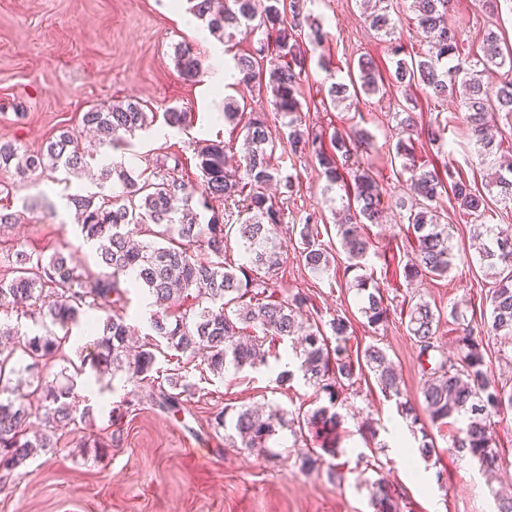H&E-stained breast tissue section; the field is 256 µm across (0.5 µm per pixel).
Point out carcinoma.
Returning <instances> with one entry per match:
<instances>
[{
    "label": "carcinoma",
    "mask_w": 512,
    "mask_h": 512,
    "mask_svg": "<svg viewBox=\"0 0 512 512\" xmlns=\"http://www.w3.org/2000/svg\"><path fill=\"white\" fill-rule=\"evenodd\" d=\"M189 11L207 23L209 32L231 41L235 33L264 35L259 48L247 54H235L225 60L236 74L235 81L261 93L270 94L272 109L288 117L287 140L298 157L311 155L319 166L325 190L339 189L347 199L344 221L336 235L347 256L344 274L358 272L355 286L365 292L361 312L368 324L378 326L390 315L374 278L363 273L369 256L370 240L365 227L378 223L383 212L382 189L372 170L360 169V153L370 146V136L331 133L307 126L301 113L303 78L312 61L309 45L317 47L327 40L319 19L308 5L314 0H187ZM454 0H413L418 26L425 34L427 50L416 57L404 58L397 27L390 17V0H376L367 15L370 27L383 32L394 58L391 83L424 86L436 98L458 102L463 119L478 146L481 161L496 157L499 145L488 130L496 115L512 118V79L500 86L483 82V74L496 68L512 71V51H503L501 38L493 30L482 36L481 53L465 68L457 62L462 40L448 27V14ZM308 26L309 42L296 36ZM177 67L187 81L200 73V61L190 45L178 49ZM358 79L351 85L332 82L322 101L329 107L360 93L379 92L383 77L367 58L358 61ZM413 97L406 98L403 117L395 132V151L410 155L416 132ZM165 124L184 129L192 123V113L170 107L163 113ZM155 114L145 111L138 101L118 102L105 109L91 108L82 115V125L97 137L98 145L117 149L124 144L121 133L146 131L153 126ZM224 122L242 135L245 165H228L225 144L210 140L198 147L196 168L201 190L189 186L163 171L150 180L133 176L114 165L100 170L99 191L69 197L81 218L83 242L95 247L98 263L107 269L91 276L81 269L73 254L55 252L49 257L24 250L13 252L15 260L0 275V307H22L23 314L40 322L44 332L26 333L0 329V482L39 452H52L60 445L58 430L69 425H89L91 411L76 400L77 379L91 369L101 387L105 376L121 375L128 382L152 379L156 366L155 351L166 347L185 358L199 362L213 375L221 376L231 367L237 371L267 364L263 346L286 338L297 340L299 369L315 388V397L326 395L328 404L305 414L289 416L276 409L269 412L252 407L236 411L231 421L226 412L214 416L218 428L227 426L236 433L240 447L260 450L266 447L279 428L293 426L331 435L341 426L343 417L336 411L337 392L344 383L373 374L381 393L395 400L397 412L416 426L420 416L414 405L401 401L399 374L378 345L370 344L361 355H352L349 342L350 321L340 315L325 321L319 309L311 306L302 292L277 295L269 291V282L278 275L283 263L284 245L279 229L284 213L267 193L275 183L293 192L295 180L282 175L275 164V145L264 116L247 113L232 98L224 102ZM84 153L70 130H63L38 154L19 153L9 142L0 143V169H14V175L27 179L35 173L59 170L75 172L84 167ZM415 202L405 219L414 234L413 258L403 266L404 279L447 275L454 260L448 224L435 203L441 193L450 190L460 207L471 215H486L483 200L467 188L454 165L445 167L443 179L434 167L410 163ZM123 185V196L106 194L112 179ZM500 201L512 204V170L498 175ZM224 202V211L213 213L208 222L199 220L198 207L209 208V201ZM319 220L315 213L304 217L294 250L304 268L314 276L329 273L335 257L320 240ZM146 231L155 240L134 244L131 235ZM473 246L483 265L493 271L494 283L485 302L491 314L489 331L512 336V235L491 224H478ZM237 248L244 263L227 260ZM139 288L152 299L157 310L150 315L152 341L131 350L129 336L134 329L126 320L124 302L129 289ZM90 311L99 312L100 325L94 357L77 365L68 359L65 345L70 326ZM408 330L419 343L420 353L441 351L437 342L440 315L426 301L409 308ZM483 338L470 327L462 328L457 338V358H443L429 368L430 379L423 386V411L426 419L440 427L447 420L462 423L453 436L448 453H465L476 459L480 469L493 474L502 459L492 447L490 429L494 418L512 408V389L491 384L485 370ZM58 362L66 363L49 380L44 370ZM195 384L183 372H171L156 385L158 406L178 412ZM41 428L31 432V418ZM339 454L337 445L323 447L322 453L310 451L302 457V467L317 468L322 454ZM371 504L375 512H401L398 499L382 479L371 484Z\"/></svg>",
    "instance_id": "obj_1"
}]
</instances>
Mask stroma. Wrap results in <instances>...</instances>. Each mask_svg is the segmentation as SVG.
I'll use <instances>...</instances> for the list:
<instances>
[{
  "label": "stroma",
  "mask_w": 512,
  "mask_h": 512,
  "mask_svg": "<svg viewBox=\"0 0 512 512\" xmlns=\"http://www.w3.org/2000/svg\"><path fill=\"white\" fill-rule=\"evenodd\" d=\"M313 14L328 34L336 69L329 74L310 65L302 85L303 113L309 124H332L343 133L357 126L372 136L360 160L377 174L388 214L382 223L367 227L372 241L367 271L376 278L391 315L378 327L368 325L360 311L362 295L352 275L341 270L345 255L338 246L333 249L337 268L329 276H311L292 253L277 283L306 293L324 318L347 317L353 350L371 343L383 347L400 369L404 397L418 407L427 374L420 366L419 345L407 329L408 303L419 297L439 310V344L445 357H455L462 323L484 332L490 322L483 303L485 269L472 247L469 216L445 193L436 205L448 217L457 255L453 269L441 278L410 283L401 277L408 224L398 201L411 194L390 130L395 112L405 104L402 94L387 82L376 94L360 95L338 108L327 111L320 105L330 82L348 81V70L359 57L374 58L384 74L392 71L393 58L357 0H316ZM449 22L461 31L471 53H478L488 27L498 29L512 46V0H499L494 12L485 0H455ZM205 29L190 13L187 0H0V141L33 153L43 150L59 130L68 129L76 134L87 161L79 174L37 175L15 185L11 194H0V210L16 216L14 224L0 229V274L17 243L46 257L75 251L89 274H99L95 251L84 244L68 197L96 192L95 176L103 160L148 177L160 160L175 155L182 161L180 177L196 184L200 173L193 157L202 139L224 141L231 153H239L240 138L219 117L223 102L210 98L202 83L184 80L175 64L178 47L189 44L201 66H208L210 52L197 39ZM410 92L418 100L421 125L447 128L441 144L416 137L415 161L439 165L453 159L472 190L486 198L494 223L512 225V208L498 203L497 189L488 183V167L478 159L456 104L423 99L417 86ZM230 94L247 111L264 113L277 163L283 173L299 177L293 195L281 201L286 224L301 223L307 213L318 211L322 240L334 242L336 225L332 204L322 194L324 181L313 158L292 155L284 116L271 109L266 96L245 85L231 88ZM127 100L156 112V137L147 139L138 131L119 149L98 147L81 124L83 112ZM175 106L192 113L190 128L165 125L163 112ZM484 346L490 380L512 384V342L485 334ZM294 357L290 343L280 342L266 365L255 369L229 370L220 377L192 369L196 394L176 415L160 409L145 384L136 387L118 378L104 393L80 391L81 404L93 409V430L65 431L57 454H38L0 482V512H374L369 482L379 477L394 490L402 512H496L494 490L512 494V410L492 427L503 466L489 479L477 462L449 454L456 422L412 433L369 373L337 400L343 416L337 439L343 480L329 478L323 469L302 470L303 452L321 449L325 441L312 429L297 436L281 430L260 454L234 447L223 429L213 426L221 410L232 413L248 405L292 412L315 409L314 390L301 376L283 384L277 380ZM125 399L131 400V408L124 416H113V407ZM368 419L376 429L371 441L360 430ZM426 436L434 443L427 458L420 453Z\"/></svg>",
  "instance_id": "stroma-1"
}]
</instances>
